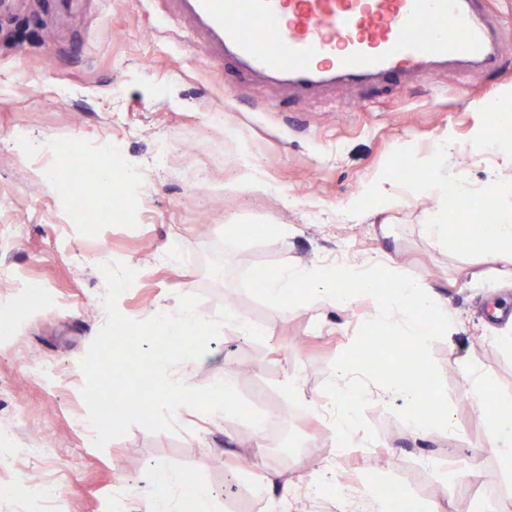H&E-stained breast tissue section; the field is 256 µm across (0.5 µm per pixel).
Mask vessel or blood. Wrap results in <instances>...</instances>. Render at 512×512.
Wrapping results in <instances>:
<instances>
[{
    "mask_svg": "<svg viewBox=\"0 0 512 512\" xmlns=\"http://www.w3.org/2000/svg\"><path fill=\"white\" fill-rule=\"evenodd\" d=\"M161 24L208 40L207 67L232 64L303 98L442 67L501 65L484 0H168Z\"/></svg>",
    "mask_w": 512,
    "mask_h": 512,
    "instance_id": "vessel-or-blood-1",
    "label": "vessel or blood"
}]
</instances>
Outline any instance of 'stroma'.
I'll list each match as a JSON object with an SVG mask.
<instances>
[{
  "mask_svg": "<svg viewBox=\"0 0 512 512\" xmlns=\"http://www.w3.org/2000/svg\"><path fill=\"white\" fill-rule=\"evenodd\" d=\"M489 6L506 71L448 70L301 99L230 66L205 68L203 37L162 29L156 0H0V213L16 212L0 223V512H42L21 498L34 472L65 512H139L161 469L206 484L217 512H265L256 487L265 474L291 482L301 512H337L340 499L350 512H376L385 485L402 490L409 512H512V474L485 447V415L463 377L476 367L493 398L512 399V348L487 317L492 304L512 302V261L437 245L423 227L436 205L429 192L410 189L385 211H342L373 177L404 166L455 174L473 200L497 172L498 142L471 147L488 124L482 101L512 112V0ZM59 88L65 98L45 106ZM75 140L95 156L114 149L123 165V196L93 224L66 221L71 194L48 188L53 168L35 155ZM183 141L224 166L200 177L181 159ZM443 141L452 151L438 152ZM246 160L269 190L243 184ZM228 224L240 235L225 236ZM272 224L286 225L287 237ZM105 255L136 272L117 302L126 317L146 319L185 294L200 296L204 318L229 303L263 327L260 341L223 327L209 361L177 371L193 387L232 375L252 409L276 418L264 452L248 424L193 409L174 431L135 424L94 446L80 362L106 319ZM294 260L389 263L425 279L460 320L432 346L452 430L412 436L392 412L402 399L375 398L364 413L374 448L336 452L323 386L375 310L365 299L348 308L318 299L281 311L240 285L255 264ZM32 292L39 304L21 308ZM29 448L49 454L32 460ZM327 461L336 480L323 488L315 472Z\"/></svg>",
  "mask_w": 512,
  "mask_h": 512,
  "instance_id": "35a3bbf8",
  "label": "stroma"
}]
</instances>
